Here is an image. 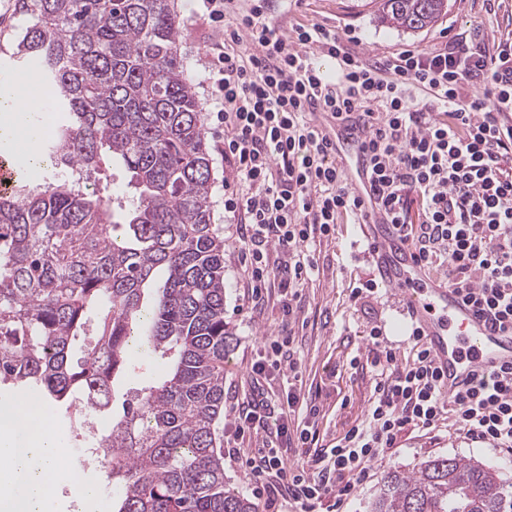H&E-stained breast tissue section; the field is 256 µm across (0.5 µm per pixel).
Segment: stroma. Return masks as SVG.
I'll use <instances>...</instances> for the list:
<instances>
[{
	"instance_id": "stroma-1",
	"label": "stroma",
	"mask_w": 512,
	"mask_h": 512,
	"mask_svg": "<svg viewBox=\"0 0 512 512\" xmlns=\"http://www.w3.org/2000/svg\"><path fill=\"white\" fill-rule=\"evenodd\" d=\"M184 28L181 54L201 106H208L210 91L204 85L202 60L215 32L196 15V0H177ZM270 14L280 29L291 32L315 24L337 34L352 33L357 43L351 49L371 62L405 49L443 48L456 33L479 28L483 44L495 51L498 43L512 39V0H448V12L432 27L408 31L380 23L377 0H298L283 9L279 0H270ZM30 22L23 0H0V86L9 84L23 64L14 52L22 30ZM215 182L212 189L214 222L224 236V319L235 333L232 351L224 362V399L231 402L251 390V366L264 351L265 337L277 334L282 325V309L277 289H269L265 302L253 307L244 271L238 261L240 243L234 225L224 211V158L222 131L214 119L206 121ZM360 227L353 218L337 223L333 236L315 247L316 267L299 289L297 309L291 318L293 349L301 364L302 391L319 409L315 428L320 439L331 442L351 426L361 422L370 403L374 376L370 368H359L365 360L366 334L381 326L388 343L400 357H408L411 320L400 298L379 290L368 298L353 301L351 290L374 278L375 266L369 254L360 252ZM132 365L115 387L114 402L122 404L135 392L160 376L166 361L160 355L137 350ZM437 455L476 458L499 467L504 479L512 482V462L496 453L449 433L424 434L404 431L382 463L376 464L373 480L363 484L350 503L351 512H365L378 480L391 470L412 471L424 459ZM99 488L97 499L84 501L77 485L63 482L53 490L56 512H112L118 494L102 470L95 468L83 476Z\"/></svg>"
}]
</instances>
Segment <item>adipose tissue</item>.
<instances>
[{
	"mask_svg": "<svg viewBox=\"0 0 512 512\" xmlns=\"http://www.w3.org/2000/svg\"><path fill=\"white\" fill-rule=\"evenodd\" d=\"M64 452L35 396L0 404V512H53L50 484Z\"/></svg>",
	"mask_w": 512,
	"mask_h": 512,
	"instance_id": "ef3b65f1",
	"label": "adipose tissue"
}]
</instances>
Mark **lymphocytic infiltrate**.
I'll list each match as a JSON object with an SVG mask.
<instances>
[{"mask_svg": "<svg viewBox=\"0 0 512 512\" xmlns=\"http://www.w3.org/2000/svg\"><path fill=\"white\" fill-rule=\"evenodd\" d=\"M198 2L200 16L224 32L206 55L204 81L224 126V211L241 243L252 303L262 305L275 285L293 315L314 268L311 248L333 235L339 217L359 215L308 123L317 107L367 119L376 192L398 230L421 260L444 267L450 287L512 322V42L492 55L478 35L463 33L435 51L406 49L367 63L321 26L283 33L268 0ZM320 54L335 62V79L321 70ZM470 87L476 95H467ZM413 192L418 223L410 217ZM410 339L413 357L402 363L381 327L370 328L373 399L364 420L325 447L309 425L288 420L300 405L318 413L296 385L290 329L266 339V357L251 366L252 392L231 406L232 428L255 449L227 455L241 461L268 507L285 500L297 512H317L330 498L340 510L410 428L430 433L446 423L460 438L512 456V376L444 402L419 331ZM277 375L289 382L284 409L267 391ZM301 445L311 453L292 462Z\"/></svg>", "mask_w": 512, "mask_h": 512, "instance_id": "lymphocytic-infiltrate-1", "label": "lymphocytic infiltrate"}]
</instances>
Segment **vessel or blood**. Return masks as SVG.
<instances>
[{
  "mask_svg": "<svg viewBox=\"0 0 512 512\" xmlns=\"http://www.w3.org/2000/svg\"><path fill=\"white\" fill-rule=\"evenodd\" d=\"M341 169L350 194L361 204L363 231L381 287L397 293L430 351L440 375V392L451 401L480 382L512 370V325L477 310L426 262L394 226L370 179L368 127L357 113L310 112Z\"/></svg>",
  "mask_w": 512,
  "mask_h": 512,
  "instance_id": "obj_1",
  "label": "vessel or blood"
}]
</instances>
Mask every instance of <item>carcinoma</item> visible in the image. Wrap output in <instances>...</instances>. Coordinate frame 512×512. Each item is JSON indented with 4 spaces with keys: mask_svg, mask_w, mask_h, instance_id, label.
Here are the masks:
<instances>
[{
    "mask_svg": "<svg viewBox=\"0 0 512 512\" xmlns=\"http://www.w3.org/2000/svg\"><path fill=\"white\" fill-rule=\"evenodd\" d=\"M16 55L65 114L43 153L53 181L0 195V385L112 412L134 330L169 359L99 440L112 512H258L224 482V238L212 213L206 113L180 54L175 0H27ZM448 0H379L420 31ZM119 163L136 193L80 186ZM366 512H512L490 463L439 455L391 471Z\"/></svg>",
    "mask_w": 512,
    "mask_h": 512,
    "instance_id": "carcinoma-1",
    "label": "carcinoma"
}]
</instances>
